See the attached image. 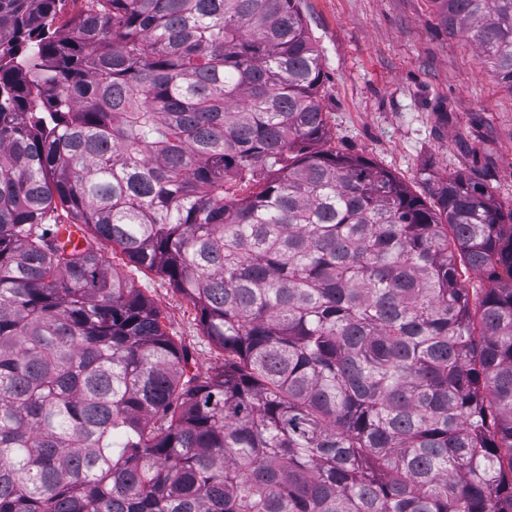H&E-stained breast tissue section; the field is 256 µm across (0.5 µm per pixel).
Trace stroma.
Returning a JSON list of instances; mask_svg holds the SVG:
<instances>
[{
  "label": "stroma",
  "mask_w": 512,
  "mask_h": 512,
  "mask_svg": "<svg viewBox=\"0 0 512 512\" xmlns=\"http://www.w3.org/2000/svg\"><path fill=\"white\" fill-rule=\"evenodd\" d=\"M317 47L327 147L368 159L421 198L430 181L465 171L512 205V91L476 45L448 35L432 0H298ZM132 277L202 372L224 359L192 303L168 281Z\"/></svg>",
  "instance_id": "obj_1"
}]
</instances>
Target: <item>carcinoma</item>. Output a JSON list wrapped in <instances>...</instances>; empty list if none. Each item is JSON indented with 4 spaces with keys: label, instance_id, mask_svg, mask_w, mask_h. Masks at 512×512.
Returning <instances> with one entry per match:
<instances>
[{
    "label": "carcinoma",
    "instance_id": "carcinoma-1",
    "mask_svg": "<svg viewBox=\"0 0 512 512\" xmlns=\"http://www.w3.org/2000/svg\"><path fill=\"white\" fill-rule=\"evenodd\" d=\"M60 2L0 0V512H512V208L319 148L297 0ZM432 2L512 91V0ZM101 254L106 262L113 264L125 274L130 275L137 287L151 300L160 311L166 330L179 348H185L190 354L191 373L202 372L224 359V352L210 344L195 319L193 304L182 293L173 288L168 281L158 275L145 271H131L119 253L112 246H101Z\"/></svg>",
    "mask_w": 512,
    "mask_h": 512
}]
</instances>
